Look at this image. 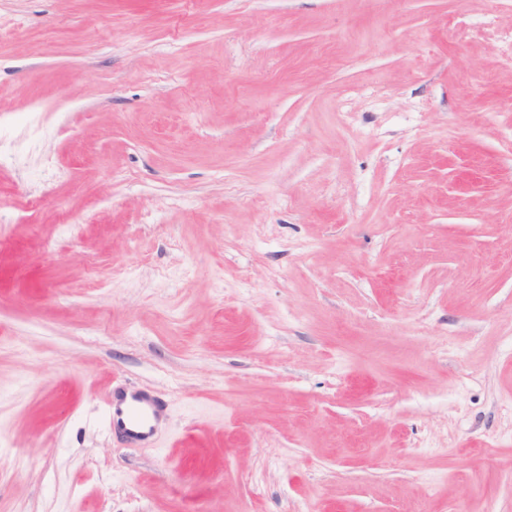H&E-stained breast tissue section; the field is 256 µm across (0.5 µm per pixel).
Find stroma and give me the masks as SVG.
I'll return each instance as SVG.
<instances>
[{"instance_id":"stroma-1","label":"stroma","mask_w":512,"mask_h":512,"mask_svg":"<svg viewBox=\"0 0 512 512\" xmlns=\"http://www.w3.org/2000/svg\"><path fill=\"white\" fill-rule=\"evenodd\" d=\"M0 204V512H512V0H0ZM110 411L115 433L131 443L151 440L166 419L159 400L141 392L131 393L127 400L125 390H115L109 404Z\"/></svg>"}]
</instances>
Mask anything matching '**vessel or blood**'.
<instances>
[{"instance_id": "vessel-or-blood-1", "label": "vessel or blood", "mask_w": 512, "mask_h": 512, "mask_svg": "<svg viewBox=\"0 0 512 512\" xmlns=\"http://www.w3.org/2000/svg\"><path fill=\"white\" fill-rule=\"evenodd\" d=\"M109 409L118 434L131 443L151 440L165 420L159 400L141 392L114 391Z\"/></svg>"}]
</instances>
